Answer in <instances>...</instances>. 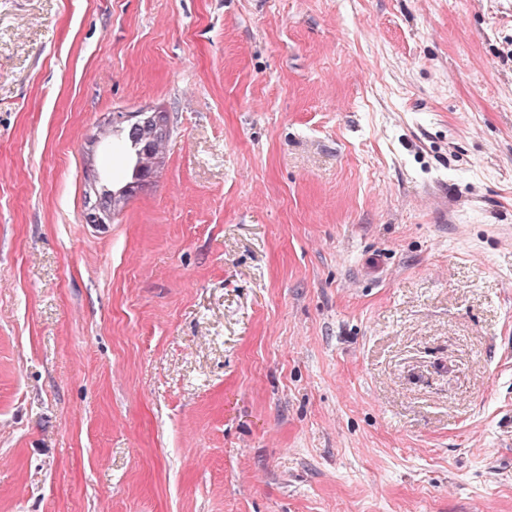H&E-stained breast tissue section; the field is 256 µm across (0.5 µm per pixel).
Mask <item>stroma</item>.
<instances>
[{
  "label": "stroma",
  "mask_w": 512,
  "mask_h": 512,
  "mask_svg": "<svg viewBox=\"0 0 512 512\" xmlns=\"http://www.w3.org/2000/svg\"><path fill=\"white\" fill-rule=\"evenodd\" d=\"M0 512H512V0H0ZM149 115L147 112H137L135 122L126 119L122 112H118L117 116L112 118V141L117 139L122 142L128 160L130 180L123 185L113 184L109 180L95 181L90 186V192H86L89 198L92 192L96 201L99 199L108 203L112 200V205L118 200L123 203L141 184V176L155 165L168 133L165 137H157L153 131V124L148 120ZM123 188L125 190L119 193Z\"/></svg>",
  "instance_id": "obj_1"
}]
</instances>
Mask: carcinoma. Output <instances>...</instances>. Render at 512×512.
I'll list each match as a JSON object with an SVG mask.
<instances>
[{
  "mask_svg": "<svg viewBox=\"0 0 512 512\" xmlns=\"http://www.w3.org/2000/svg\"><path fill=\"white\" fill-rule=\"evenodd\" d=\"M148 117L149 113L139 112L136 121L132 122L126 119L124 113L119 112L112 118V138L122 142L128 160L130 180L123 185L114 184L109 180L94 182L90 186V192L97 199L105 203L125 202L141 184V176L155 165L166 138L155 135L153 124Z\"/></svg>",
  "mask_w": 512,
  "mask_h": 512,
  "instance_id": "obj_1",
  "label": "carcinoma"
}]
</instances>
